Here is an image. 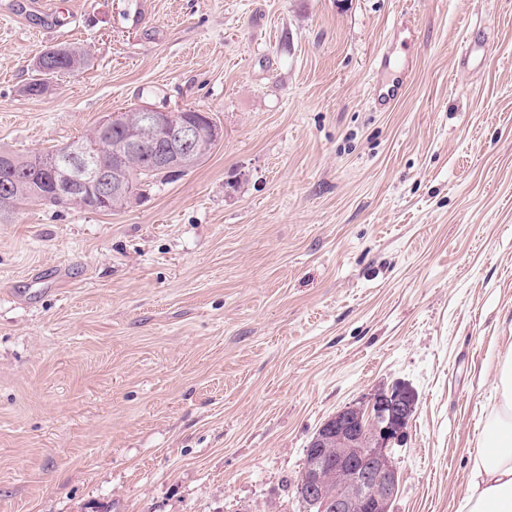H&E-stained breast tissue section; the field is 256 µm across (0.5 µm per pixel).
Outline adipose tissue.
<instances>
[{
  "label": "adipose tissue",
  "instance_id": "obj_1",
  "mask_svg": "<svg viewBox=\"0 0 512 512\" xmlns=\"http://www.w3.org/2000/svg\"><path fill=\"white\" fill-rule=\"evenodd\" d=\"M495 386L502 405L472 467L467 512H512V347L498 359Z\"/></svg>",
  "mask_w": 512,
  "mask_h": 512
}]
</instances>
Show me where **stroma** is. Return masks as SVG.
I'll list each match as a JSON object with an SVG mask.
<instances>
[{"label":"stroma","mask_w":512,"mask_h":512,"mask_svg":"<svg viewBox=\"0 0 512 512\" xmlns=\"http://www.w3.org/2000/svg\"><path fill=\"white\" fill-rule=\"evenodd\" d=\"M57 44L87 67L25 95ZM137 104L224 137L121 211L0 217V512H300L321 424L398 385L392 512H462L512 345V0H0V149ZM489 49L490 44L483 36L472 35L458 50L460 67L472 68L480 65ZM412 70V64L409 60H406L397 70L398 75L393 80L392 84L387 88L386 92H383L380 88L377 94V100L384 102L383 105L390 103L395 100L401 93L405 83Z\"/></svg>","instance_id":"35a3bbf8"}]
</instances>
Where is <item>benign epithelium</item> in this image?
<instances>
[{
    "mask_svg": "<svg viewBox=\"0 0 512 512\" xmlns=\"http://www.w3.org/2000/svg\"><path fill=\"white\" fill-rule=\"evenodd\" d=\"M197 115V120L184 117L176 121L172 112L154 109L113 116L112 125L126 127L128 134L121 140L106 141L110 175L105 178L100 172L87 171L83 158L69 152L75 176L64 202L83 206L92 195L103 211L125 206L139 193V185L127 172L133 154L144 155L156 172L184 169L186 159L201 153L205 143L223 137V129L207 113L199 111ZM414 411V396L404 388L379 391L367 404L337 411L310 443L312 462L300 491L321 503L323 512H389L399 485L389 450L402 437ZM330 483L336 485L334 496L326 494Z\"/></svg>",
    "mask_w": 512,
    "mask_h": 512,
    "instance_id": "benign-epithelium-1",
    "label": "benign epithelium"
}]
</instances>
